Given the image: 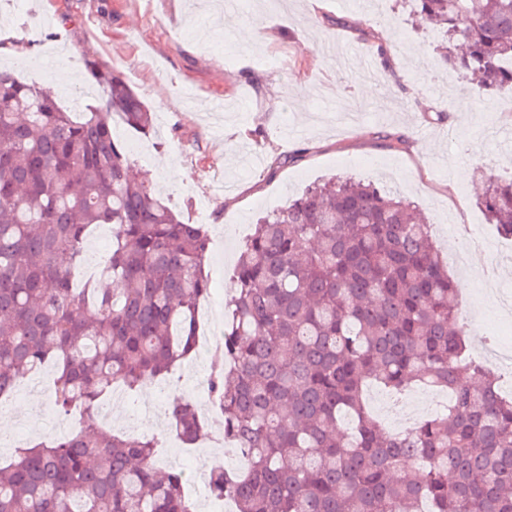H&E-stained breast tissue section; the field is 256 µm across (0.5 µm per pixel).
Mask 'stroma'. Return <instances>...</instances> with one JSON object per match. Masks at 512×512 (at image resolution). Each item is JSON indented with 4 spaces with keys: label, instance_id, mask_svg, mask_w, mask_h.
<instances>
[{
    "label": "stroma",
    "instance_id": "stroma-1",
    "mask_svg": "<svg viewBox=\"0 0 512 512\" xmlns=\"http://www.w3.org/2000/svg\"><path fill=\"white\" fill-rule=\"evenodd\" d=\"M264 21L270 39L236 41L237 27ZM1 26L22 33L30 48L24 63L0 51V66L54 92L63 108L87 105L89 56L121 71L153 113L154 133L121 124L114 135L185 221L205 224L211 293L199 311L203 329L227 311L238 248L257 219L313 183L351 176L424 213L460 286L469 346H481L492 329L512 345V322H499L469 258L456 256V229L465 224L481 239V262L495 269L497 287L512 290V241L488 224L477 198L483 175L512 179V90L494 92L489 111L469 110L465 81L440 57L438 33L416 21L410 0H323L314 13L307 0H222L218 10L201 0H0ZM376 35L388 61L368 69L360 54ZM299 81L309 84L308 96L298 97ZM366 84L373 96L362 95ZM398 138L405 148H394ZM213 362L200 351L144 382L113 412V432L154 436L163 468L192 475L217 461L236 467L237 456L211 436L189 448L167 426L173 395H189ZM439 400L437 388L423 385L401 395L373 385L366 393L369 410L386 423L410 405ZM52 411L47 396L16 390L0 406L9 420L0 460L9 461L21 440L49 439L44 417Z\"/></svg>",
    "mask_w": 512,
    "mask_h": 512
}]
</instances>
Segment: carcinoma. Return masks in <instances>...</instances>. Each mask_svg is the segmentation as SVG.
<instances>
[{"label": "carcinoma", "mask_w": 512, "mask_h": 512, "mask_svg": "<svg viewBox=\"0 0 512 512\" xmlns=\"http://www.w3.org/2000/svg\"><path fill=\"white\" fill-rule=\"evenodd\" d=\"M471 75L470 104L512 87V0H411ZM104 103L81 115L0 73V397L52 361L55 408L87 419L0 465V512H195L157 443L97 421L99 402L169 372L198 348L208 234L139 176L112 117L143 134L151 114L120 72L85 60ZM487 222L512 238V180L489 177ZM112 226L110 256L83 288L86 232ZM238 288L209 375L235 469L208 488L235 512H512V396L466 354L457 288L430 225L373 183L332 178L262 216L243 241ZM448 389V410L390 433L363 387ZM170 429L205 428L181 400Z\"/></svg>", "instance_id": "cac0c4a2"}]
</instances>
